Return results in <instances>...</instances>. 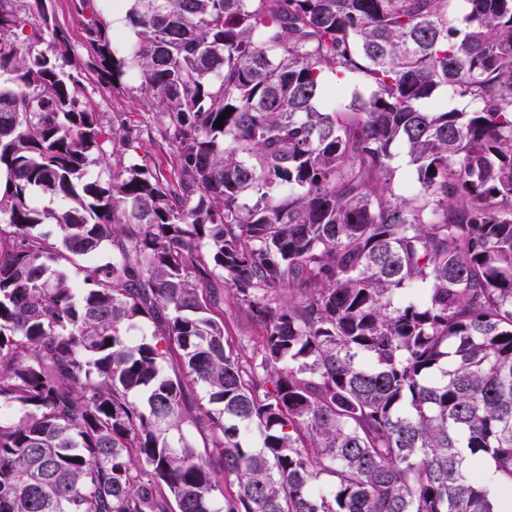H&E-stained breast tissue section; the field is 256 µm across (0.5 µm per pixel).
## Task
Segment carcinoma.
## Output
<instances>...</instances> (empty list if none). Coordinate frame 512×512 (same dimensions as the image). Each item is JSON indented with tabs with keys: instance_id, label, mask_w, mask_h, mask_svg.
Masks as SVG:
<instances>
[{
	"instance_id": "carcinoma-1",
	"label": "carcinoma",
	"mask_w": 512,
	"mask_h": 512,
	"mask_svg": "<svg viewBox=\"0 0 512 512\" xmlns=\"http://www.w3.org/2000/svg\"><path fill=\"white\" fill-rule=\"evenodd\" d=\"M451 2L73 0L167 179L65 33L21 42L0 0V512H498L476 464L512 486V0ZM214 274L263 329L246 361ZM46 11L49 22L54 23L67 35L77 60L83 81L88 91H95V96L101 99L104 109L109 112H119L133 125L144 129L141 143L136 151L132 152L133 160L146 165L153 173H161L167 177L173 175L176 168V154L172 146H158L159 136L145 131L150 125L152 113L143 108V91L140 82L122 80L117 87L105 82L101 76L93 51L85 45L80 17L74 10L72 0H48ZM394 153V166L398 170V182L395 186V190L397 193L406 194L412 190L415 183L412 167L408 163V157L404 147H397Z\"/></svg>"
}]
</instances>
